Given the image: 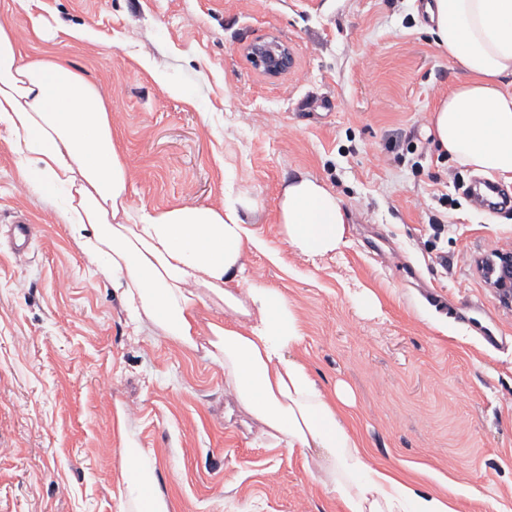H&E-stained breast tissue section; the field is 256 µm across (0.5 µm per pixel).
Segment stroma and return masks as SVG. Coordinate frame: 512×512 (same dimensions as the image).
I'll use <instances>...</instances> for the list:
<instances>
[{
  "mask_svg": "<svg viewBox=\"0 0 512 512\" xmlns=\"http://www.w3.org/2000/svg\"><path fill=\"white\" fill-rule=\"evenodd\" d=\"M424 4L0 0V20L25 52L67 58L97 84L133 202L237 205L265 243L246 253L247 276L295 302L300 354L320 384L348 388L375 463L435 470L459 512H512V305L476 266L512 251V208H474L473 170L435 146L430 113L462 70ZM35 17L57 38L37 39ZM271 39L293 56L276 77L249 56ZM302 174L346 212L334 255L308 259L279 234V188ZM20 216L33 234L19 258ZM365 291L374 310L359 305ZM129 440L155 459L170 512H338L302 458L225 395L220 365L132 334L0 140V512H117Z\"/></svg>",
  "mask_w": 512,
  "mask_h": 512,
  "instance_id": "stroma-1",
  "label": "stroma"
}]
</instances>
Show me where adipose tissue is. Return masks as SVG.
Segmentation results:
<instances>
[{
  "label": "adipose tissue",
  "instance_id": "1",
  "mask_svg": "<svg viewBox=\"0 0 512 512\" xmlns=\"http://www.w3.org/2000/svg\"><path fill=\"white\" fill-rule=\"evenodd\" d=\"M429 29L464 78L431 113L441 152L476 172L512 182V0H427ZM11 138L21 172L51 200L70 238L119 291L133 333L155 335L224 368V390L289 453L313 461L316 481L342 512H457L447 478L422 480L374 464L345 409L346 393L314 378L297 350L305 326L280 289L245 277L246 247L263 241L237 210L181 203L166 209L130 199L125 156L97 86L57 56L24 53L0 22V137ZM283 242L308 258L346 243L340 199L300 175L277 200ZM224 317L201 324L204 300ZM206 346H199V336ZM118 512H168L156 463L143 449L119 451Z\"/></svg>",
  "mask_w": 512,
  "mask_h": 512
}]
</instances>
